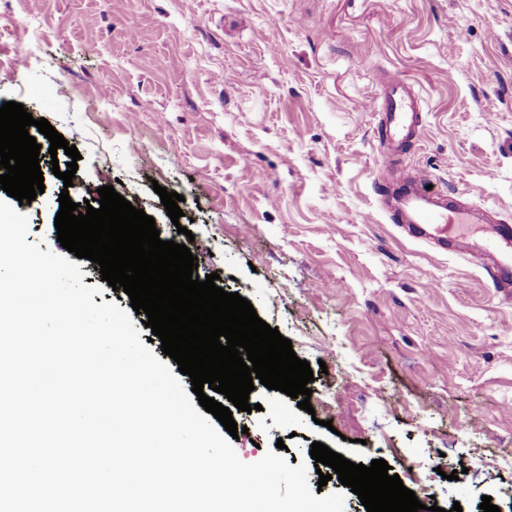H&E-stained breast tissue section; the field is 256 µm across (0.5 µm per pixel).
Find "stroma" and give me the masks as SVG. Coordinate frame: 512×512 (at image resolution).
<instances>
[{
	"label": "stroma",
	"mask_w": 512,
	"mask_h": 512,
	"mask_svg": "<svg viewBox=\"0 0 512 512\" xmlns=\"http://www.w3.org/2000/svg\"><path fill=\"white\" fill-rule=\"evenodd\" d=\"M37 27L22 30L21 17ZM0 103L45 118L81 154L73 202L104 185L164 241H208L217 273L309 362L312 411L257 388L232 445L247 463L284 441L388 462L421 503L512 512V292L455 249L411 238L385 204L383 164L419 168L512 224V0H0ZM390 72L421 98L397 151L370 102ZM72 87L54 92L56 83ZM41 147L45 191L16 203L28 242L63 254V182ZM182 195L171 221L155 186ZM378 388L400 397L383 411ZM412 468L401 467L402 459ZM473 461L456 496L449 473Z\"/></svg>",
	"instance_id": "stroma-1"
}]
</instances>
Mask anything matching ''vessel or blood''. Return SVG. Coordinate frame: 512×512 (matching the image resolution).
Listing matches in <instances>:
<instances>
[{"label": "vessel or blood", "mask_w": 512, "mask_h": 512, "mask_svg": "<svg viewBox=\"0 0 512 512\" xmlns=\"http://www.w3.org/2000/svg\"><path fill=\"white\" fill-rule=\"evenodd\" d=\"M373 111L382 117L385 140L400 149L417 133L419 106L413 89L397 76H388L382 98ZM388 178L399 188L397 216L416 238L444 247L454 245L495 276L498 287H512V225L474 206L464 196L446 204L435 202L419 188L427 176L419 170L394 168Z\"/></svg>", "instance_id": "obj_1"}]
</instances>
